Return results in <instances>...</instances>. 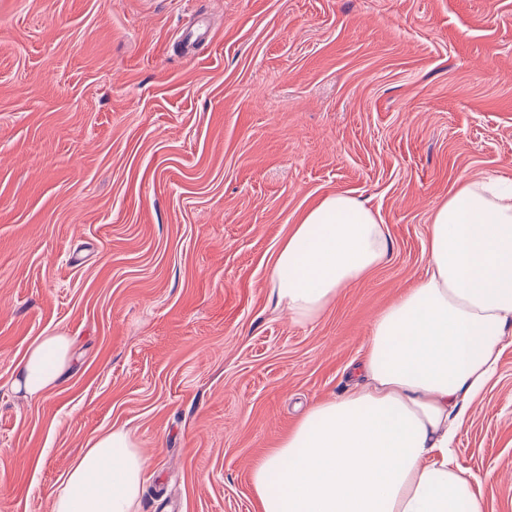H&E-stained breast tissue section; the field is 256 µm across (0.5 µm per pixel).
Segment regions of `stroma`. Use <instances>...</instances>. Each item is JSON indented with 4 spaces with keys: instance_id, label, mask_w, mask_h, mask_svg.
Here are the masks:
<instances>
[{
    "instance_id": "35a3bbf8",
    "label": "stroma",
    "mask_w": 512,
    "mask_h": 512,
    "mask_svg": "<svg viewBox=\"0 0 512 512\" xmlns=\"http://www.w3.org/2000/svg\"><path fill=\"white\" fill-rule=\"evenodd\" d=\"M482 176L512 178V0H0V512H52L112 427L147 460L139 512H257L254 464L352 385ZM336 191L387 257L297 323L268 269ZM55 333L75 358L28 400L17 365ZM505 344L456 442L484 512H512Z\"/></svg>"
}]
</instances>
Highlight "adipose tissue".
<instances>
[{
  "label": "adipose tissue",
  "instance_id": "1",
  "mask_svg": "<svg viewBox=\"0 0 512 512\" xmlns=\"http://www.w3.org/2000/svg\"><path fill=\"white\" fill-rule=\"evenodd\" d=\"M384 224L330 193L282 241L277 303L311 321L384 260ZM424 279L375 319L359 381L314 404L251 473L259 512H482L453 443L464 405L491 379L512 334V180L473 179L434 211ZM73 340L39 337L14 386L31 400L62 383ZM147 461L122 427L93 438L52 512H138Z\"/></svg>",
  "mask_w": 512,
  "mask_h": 512
}]
</instances>
